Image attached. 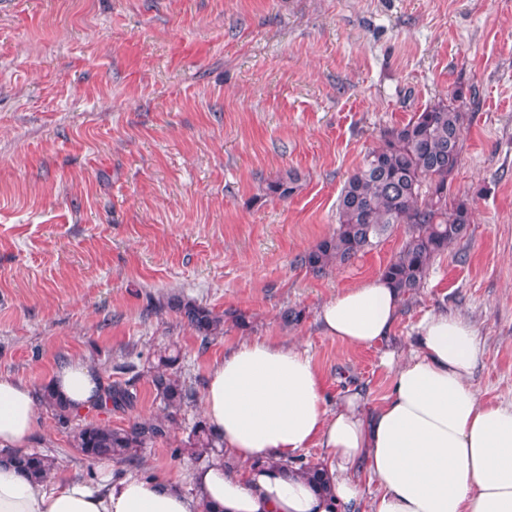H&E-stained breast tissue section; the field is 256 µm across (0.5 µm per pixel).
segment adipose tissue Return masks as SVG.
<instances>
[{"instance_id": "obj_1", "label": "adipose tissue", "mask_w": 512, "mask_h": 512, "mask_svg": "<svg viewBox=\"0 0 512 512\" xmlns=\"http://www.w3.org/2000/svg\"><path fill=\"white\" fill-rule=\"evenodd\" d=\"M401 298L377 277L322 306L326 336L351 347L389 338ZM482 351L469 321L430 312L408 353L386 355L392 389L375 408L347 391L329 408L306 351L288 340L244 339L209 371L202 409L223 452L188 484L144 472L33 480L0 461V512H512V404L480 400L471 378ZM52 384L80 411L105 387L82 360L59 366ZM34 389L0 377V449L24 450L38 425ZM324 449L328 491L285 463ZM378 492L362 500L361 474Z\"/></svg>"}]
</instances>
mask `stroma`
I'll return each mask as SVG.
<instances>
[{
	"instance_id": "35a3bbf8",
	"label": "stroma",
	"mask_w": 512,
	"mask_h": 512,
	"mask_svg": "<svg viewBox=\"0 0 512 512\" xmlns=\"http://www.w3.org/2000/svg\"><path fill=\"white\" fill-rule=\"evenodd\" d=\"M460 87L450 194L473 198L469 235L384 343L347 347L318 311L379 277L405 227L322 274L299 258L335 229L345 180L387 129ZM291 170L296 193L269 195ZM175 297L248 325L202 342ZM287 307L299 325L283 327ZM429 311L469 320L475 391L512 403V0H0V376L38 388L80 358L138 396L66 425L39 409L27 449L57 474L92 472L74 427L161 414L160 350H179L195 396L140 467L185 483L207 374L242 339L298 341L329 404L358 387L374 406L391 387L383 352L408 351Z\"/></svg>"
}]
</instances>
